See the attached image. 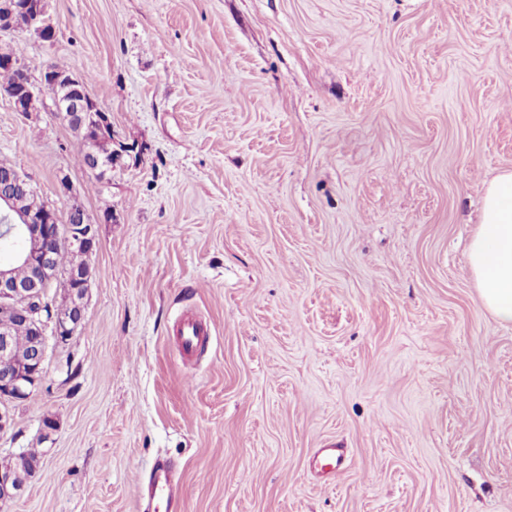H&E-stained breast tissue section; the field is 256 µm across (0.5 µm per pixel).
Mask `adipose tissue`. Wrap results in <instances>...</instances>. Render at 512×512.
Returning a JSON list of instances; mask_svg holds the SVG:
<instances>
[{"instance_id":"1","label":"adipose tissue","mask_w":512,"mask_h":512,"mask_svg":"<svg viewBox=\"0 0 512 512\" xmlns=\"http://www.w3.org/2000/svg\"><path fill=\"white\" fill-rule=\"evenodd\" d=\"M469 265L483 307L498 321L512 323V171L486 188Z\"/></svg>"}]
</instances>
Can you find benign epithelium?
Instances as JSON below:
<instances>
[{
    "instance_id": "7a95c632",
    "label": "benign epithelium",
    "mask_w": 512,
    "mask_h": 512,
    "mask_svg": "<svg viewBox=\"0 0 512 512\" xmlns=\"http://www.w3.org/2000/svg\"><path fill=\"white\" fill-rule=\"evenodd\" d=\"M9 29L55 32L46 15L44 0H25L22 7L11 12ZM0 65L14 68L19 74L17 87L0 93L8 97L14 111H30V99L45 93L52 98L56 111L65 115L75 128H82L90 120L102 127L110 124L108 115L87 93L83 77L72 74L64 79L48 66L35 83L26 66L11 53L0 54ZM84 169L93 174L112 173V154L101 157L87 152ZM31 190L32 185L20 173L0 177V213L7 217L11 233L20 241L14 263L29 270V279L21 281L15 278L13 266L0 265V434L14 425L12 405L27 399L43 383L48 341L52 339L58 345L67 343L84 319V298L90 287L88 274L77 277V286L66 303L49 301L50 319H43L35 307L37 301L47 296L51 273L58 267L54 243L65 239L71 246L91 253L97 247L94 225L78 204L71 207L65 224L59 223L55 210L49 206L36 211H17L15 195ZM13 320L27 322L31 331L39 335V346L21 363L15 359ZM25 470V459L20 453L15 455L13 467L0 470V504L25 492L29 479Z\"/></svg>"
}]
</instances>
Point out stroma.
I'll return each mask as SVG.
<instances>
[{
    "mask_svg": "<svg viewBox=\"0 0 512 512\" xmlns=\"http://www.w3.org/2000/svg\"><path fill=\"white\" fill-rule=\"evenodd\" d=\"M45 9L53 40L0 52L87 77L113 166H78L49 95L0 96V159L98 241L82 325L0 434L42 451L0 512H144L160 459L178 512H512V324L467 252L512 170V0Z\"/></svg>",
    "mask_w": 512,
    "mask_h": 512,
    "instance_id": "stroma-1",
    "label": "stroma"
}]
</instances>
